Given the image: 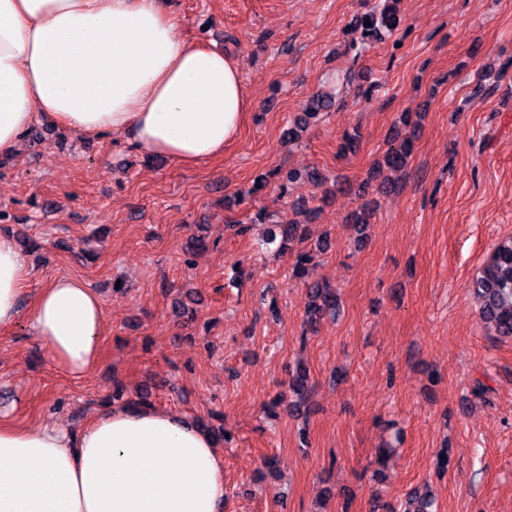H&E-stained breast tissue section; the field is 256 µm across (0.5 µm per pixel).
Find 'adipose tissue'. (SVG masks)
<instances>
[{
	"label": "adipose tissue",
	"mask_w": 512,
	"mask_h": 512,
	"mask_svg": "<svg viewBox=\"0 0 512 512\" xmlns=\"http://www.w3.org/2000/svg\"><path fill=\"white\" fill-rule=\"evenodd\" d=\"M251 109L238 65L190 43L158 0H0V155L45 119L83 135L126 134L179 166L223 155ZM29 270L0 235V331L29 318L62 372L101 361L105 309L58 275L22 312ZM224 459L195 422L122 406L80 433L0 426V512H221Z\"/></svg>",
	"instance_id": "adipose-tissue-1"
}]
</instances>
